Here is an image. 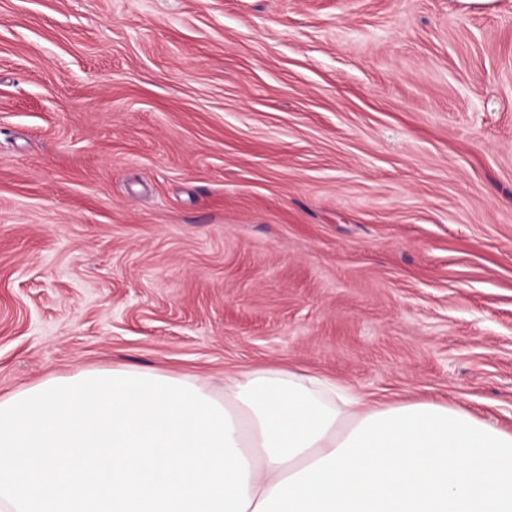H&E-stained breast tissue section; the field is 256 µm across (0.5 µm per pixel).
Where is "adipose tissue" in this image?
I'll use <instances>...</instances> for the list:
<instances>
[{"label":"adipose tissue","instance_id":"1","mask_svg":"<svg viewBox=\"0 0 512 512\" xmlns=\"http://www.w3.org/2000/svg\"><path fill=\"white\" fill-rule=\"evenodd\" d=\"M0 512H512V432L281 369H88L0 397Z\"/></svg>","mask_w":512,"mask_h":512}]
</instances>
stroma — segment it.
<instances>
[{
	"label": "stroma",
	"instance_id": "1",
	"mask_svg": "<svg viewBox=\"0 0 512 512\" xmlns=\"http://www.w3.org/2000/svg\"><path fill=\"white\" fill-rule=\"evenodd\" d=\"M112 366L512 431V0H0V397Z\"/></svg>",
	"mask_w": 512,
	"mask_h": 512
}]
</instances>
